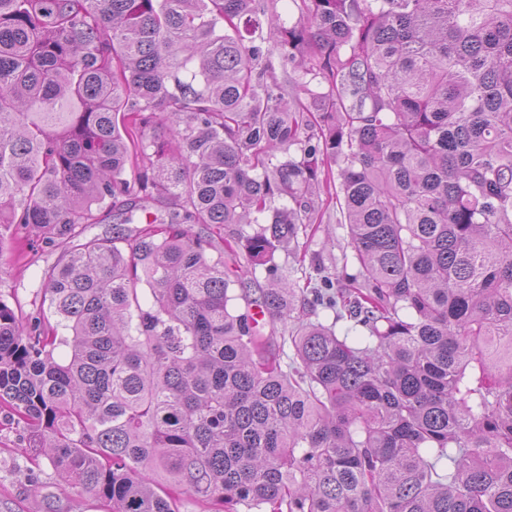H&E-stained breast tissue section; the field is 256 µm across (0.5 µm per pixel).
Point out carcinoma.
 Listing matches in <instances>:
<instances>
[{"mask_svg":"<svg viewBox=\"0 0 512 512\" xmlns=\"http://www.w3.org/2000/svg\"><path fill=\"white\" fill-rule=\"evenodd\" d=\"M276 2L0 0V228L128 205L48 310L0 301V412L107 512H512V0ZM334 165L356 273L300 288L274 255Z\"/></svg>","mask_w":512,"mask_h":512,"instance_id":"1","label":"carcinoma"}]
</instances>
